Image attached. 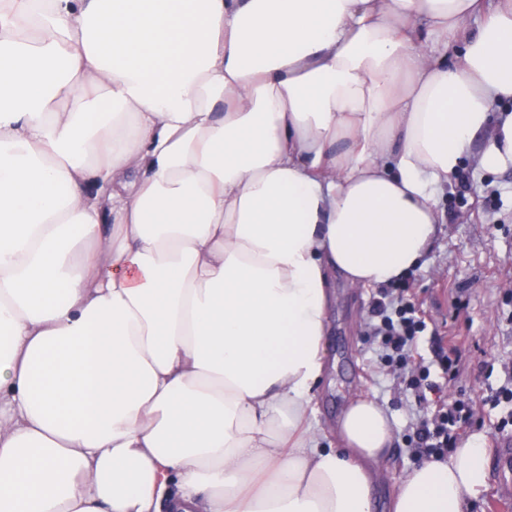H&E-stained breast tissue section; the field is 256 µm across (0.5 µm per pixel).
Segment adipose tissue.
<instances>
[{
    "label": "adipose tissue",
    "instance_id": "1",
    "mask_svg": "<svg viewBox=\"0 0 512 512\" xmlns=\"http://www.w3.org/2000/svg\"><path fill=\"white\" fill-rule=\"evenodd\" d=\"M508 100L512 0H0V512H372L388 415L315 421L330 279L512 170ZM486 454L391 512H468Z\"/></svg>",
    "mask_w": 512,
    "mask_h": 512
}]
</instances>
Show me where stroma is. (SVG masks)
I'll list each match as a JSON object with an SVG mask.
<instances>
[{
	"label": "stroma",
	"mask_w": 512,
	"mask_h": 512,
	"mask_svg": "<svg viewBox=\"0 0 512 512\" xmlns=\"http://www.w3.org/2000/svg\"><path fill=\"white\" fill-rule=\"evenodd\" d=\"M441 200L438 234L404 278L426 318L414 353L431 368L427 403L416 401L400 373L381 360L368 334L379 288H353L339 276L332 281L326 372L315 389L316 419L332 444L338 419L352 398L369 397L387 411L394 442L378 481L375 512H387L393 491L420 464L408 440L413 423L431 414L432 402H471V432L485 438L488 456H495L496 442L512 441V429H495L503 409L487 401L506 383L512 364V173L464 164L449 178ZM448 335L463 339L457 373L449 383L434 353Z\"/></svg>",
	"instance_id": "stroma-1"
}]
</instances>
